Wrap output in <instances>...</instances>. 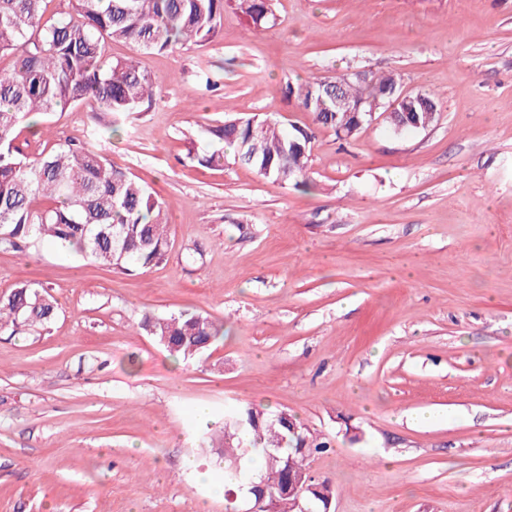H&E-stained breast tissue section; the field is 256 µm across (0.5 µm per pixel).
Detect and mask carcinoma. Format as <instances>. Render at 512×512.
<instances>
[{
	"instance_id": "cac0c4a2",
	"label": "carcinoma",
	"mask_w": 512,
	"mask_h": 512,
	"mask_svg": "<svg viewBox=\"0 0 512 512\" xmlns=\"http://www.w3.org/2000/svg\"><path fill=\"white\" fill-rule=\"evenodd\" d=\"M49 0H0V246L17 248L33 239L72 248L119 270L147 269L169 247L165 202L148 185L113 165L95 149L57 143L28 157L17 143L21 126L68 108L89 105L91 116L105 112L118 127L153 101L156 81L131 58L110 59L105 48L124 41L139 52H167L193 39L211 40L226 0H64L47 15ZM257 27L275 21L273 0H235ZM399 81L392 72L349 79L342 95L361 115L336 112L325 93L326 80L288 86L300 105L338 138L357 127L356 119L378 109L379 92ZM439 99L409 94V115L389 123L396 131L429 123ZM210 133L234 148V159L273 182L309 188L311 134L291 133L267 119L237 118ZM56 302L30 284L0 296V331L43 326L53 320ZM140 328L175 359L204 354L224 332L200 312L146 317ZM330 448L302 425L289 432L280 414L246 405L224 414V486L233 492L254 481L263 486L266 512H290L279 495L288 472L307 474L306 460Z\"/></svg>"
}]
</instances>
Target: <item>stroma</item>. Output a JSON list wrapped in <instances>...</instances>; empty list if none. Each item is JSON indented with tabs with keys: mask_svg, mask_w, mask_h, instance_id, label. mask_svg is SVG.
Returning <instances> with one entry per match:
<instances>
[{
	"mask_svg": "<svg viewBox=\"0 0 512 512\" xmlns=\"http://www.w3.org/2000/svg\"><path fill=\"white\" fill-rule=\"evenodd\" d=\"M230 0L216 36L166 53L109 43L158 82L119 130L77 107L31 155L91 142L168 205L170 246L126 272L45 243L0 247V294L28 283L47 326L0 333V512H245L203 437L243 405L288 412L330 512H512V0ZM358 68L434 92L441 114L346 141L287 84ZM311 131L309 191L216 146L234 117ZM225 336L176 361L147 316ZM237 7L252 20L257 27L275 21L273 0H234Z\"/></svg>",
	"mask_w": 512,
	"mask_h": 512,
	"instance_id": "1",
	"label": "stroma"
}]
</instances>
